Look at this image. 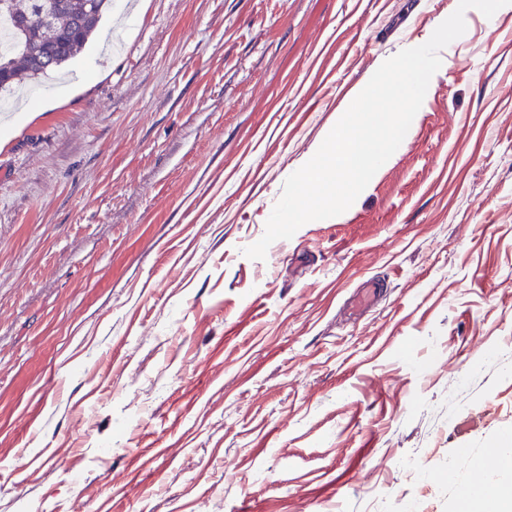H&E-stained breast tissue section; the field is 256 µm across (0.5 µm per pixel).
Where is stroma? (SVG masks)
<instances>
[{
	"instance_id": "obj_1",
	"label": "stroma",
	"mask_w": 512,
	"mask_h": 512,
	"mask_svg": "<svg viewBox=\"0 0 512 512\" xmlns=\"http://www.w3.org/2000/svg\"><path fill=\"white\" fill-rule=\"evenodd\" d=\"M458 0H110L0 92V512H456L512 435V7L394 160L244 255Z\"/></svg>"
}]
</instances>
